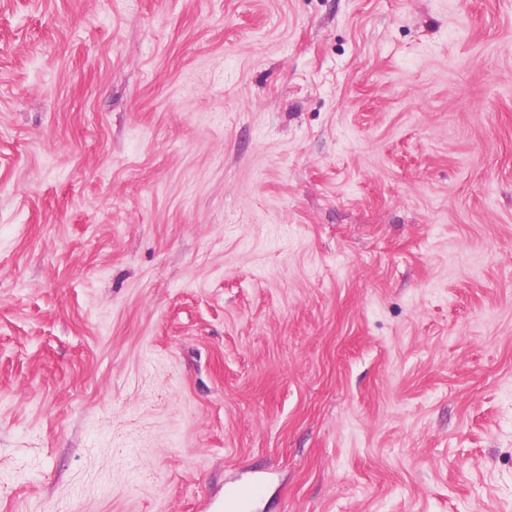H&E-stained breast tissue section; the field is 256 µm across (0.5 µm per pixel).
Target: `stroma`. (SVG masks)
<instances>
[{"instance_id":"stroma-1","label":"stroma","mask_w":512,"mask_h":512,"mask_svg":"<svg viewBox=\"0 0 512 512\" xmlns=\"http://www.w3.org/2000/svg\"><path fill=\"white\" fill-rule=\"evenodd\" d=\"M512 512V0H0V512ZM265 482V475L260 474L230 486L224 491L219 512H248L252 503L262 496Z\"/></svg>"}]
</instances>
